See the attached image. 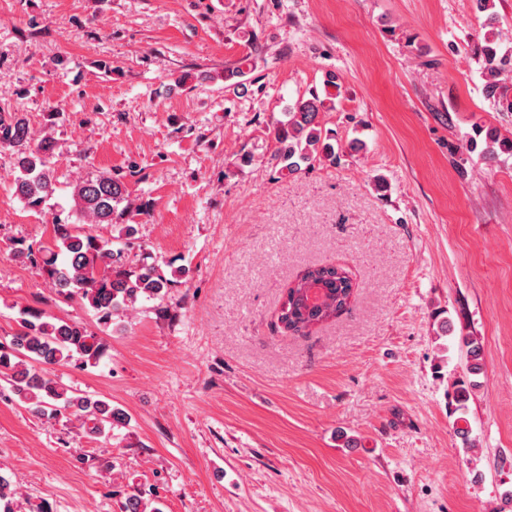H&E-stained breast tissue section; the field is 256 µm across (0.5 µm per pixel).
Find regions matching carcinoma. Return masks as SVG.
<instances>
[{"label": "carcinoma", "instance_id": "carcinoma-1", "mask_svg": "<svg viewBox=\"0 0 512 512\" xmlns=\"http://www.w3.org/2000/svg\"><path fill=\"white\" fill-rule=\"evenodd\" d=\"M475 9L485 14V32L475 44V54L482 60L481 77L484 97L512 111L507 97L505 78L512 75V48H501V30L495 0H473ZM325 95L313 91L298 98L285 113L287 120L274 128L269 161L282 176H292L311 168L317 160L331 164L340 161L341 153L360 149L359 142L336 147L332 137L323 130L320 113L333 102L330 90H340L333 73L323 82ZM0 147L11 152L17 176L14 194L24 205L39 210L54 192L55 169L51 158L55 141L46 136L35 140L29 121L20 112L0 113ZM457 151L479 152L492 162L500 155L512 156V139L501 136L495 127H477ZM75 213L92 224H115L132 213L130 191L126 182L108 173L87 177L73 189ZM16 254L42 269L59 295L79 299L95 312L98 324H112L113 316L140 299L164 296L172 286L162 265L156 261L128 265L125 248L110 246L91 232L74 224H53L49 243L23 244ZM354 296L349 271L336 264L306 268L300 280L284 288L278 322L286 332L299 333L315 324H323L343 311ZM466 353L469 375L483 372L484 354L481 341L471 335L459 337ZM104 355V343L98 333L77 322L53 317L40 310L28 309L17 330L7 342H0V381L9 384V391L38 417L74 416L83 420L84 432L100 436L126 424L122 410L101 399L81 396L53 377L48 367L75 361L81 366L97 363ZM478 384L468 378L453 382L454 435L465 448L473 447L467 418L469 403ZM14 492L0 475V512H15Z\"/></svg>", "mask_w": 512, "mask_h": 512}]
</instances>
